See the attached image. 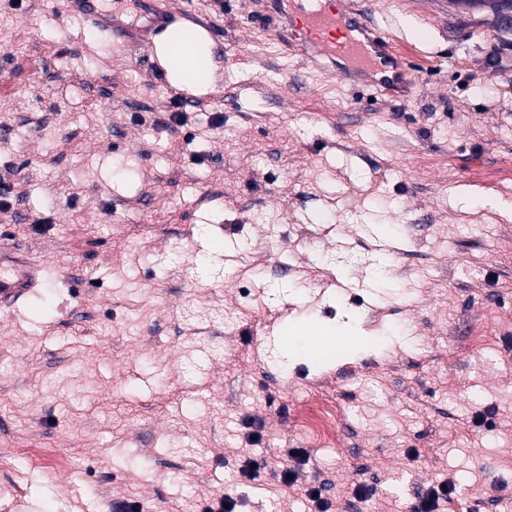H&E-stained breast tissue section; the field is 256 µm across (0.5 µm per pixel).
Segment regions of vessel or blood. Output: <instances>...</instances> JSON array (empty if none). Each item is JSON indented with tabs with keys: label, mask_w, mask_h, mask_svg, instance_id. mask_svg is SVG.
Segmentation results:
<instances>
[{
	"label": "vessel or blood",
	"mask_w": 512,
	"mask_h": 512,
	"mask_svg": "<svg viewBox=\"0 0 512 512\" xmlns=\"http://www.w3.org/2000/svg\"><path fill=\"white\" fill-rule=\"evenodd\" d=\"M67 7L110 41L134 33L151 53L157 40L179 22L166 0H139V13L145 21L134 28L123 25L116 10L106 8L103 0H67ZM286 20V26L275 30L277 39L301 48L306 58H326L345 84L383 91L393 98L407 97L409 66L390 52L386 38L374 24L347 7L346 0H288ZM42 280V265L0 251L1 309L12 308L29 296Z\"/></svg>",
	"instance_id": "obj_1"
}]
</instances>
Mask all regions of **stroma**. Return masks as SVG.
<instances>
[{"mask_svg":"<svg viewBox=\"0 0 512 512\" xmlns=\"http://www.w3.org/2000/svg\"><path fill=\"white\" fill-rule=\"evenodd\" d=\"M357 2L405 46L409 98L284 50L268 0H168L216 65L183 126L137 42L62 0L0 9V247L45 268L0 312V512H202L228 489L315 512L312 486L331 512H411L449 478L455 512H512V27ZM351 314L355 349L282 361L288 320ZM317 399L335 444L297 415Z\"/></svg>","mask_w":512,"mask_h":512,"instance_id":"35a3bbf8","label":"stroma"}]
</instances>
